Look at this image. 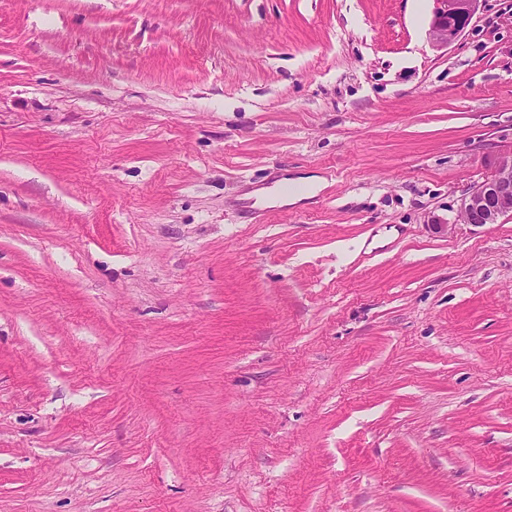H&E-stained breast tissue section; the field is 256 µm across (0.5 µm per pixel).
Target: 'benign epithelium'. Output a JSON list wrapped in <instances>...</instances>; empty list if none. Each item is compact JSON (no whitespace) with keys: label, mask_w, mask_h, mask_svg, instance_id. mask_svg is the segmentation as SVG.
Here are the masks:
<instances>
[{"label":"benign epithelium","mask_w":512,"mask_h":512,"mask_svg":"<svg viewBox=\"0 0 512 512\" xmlns=\"http://www.w3.org/2000/svg\"><path fill=\"white\" fill-rule=\"evenodd\" d=\"M429 25L433 46L443 48L460 37L475 16L480 0H434ZM512 215V149L500 156L486 178L461 199L458 218L474 226L496 224Z\"/></svg>","instance_id":"1"}]
</instances>
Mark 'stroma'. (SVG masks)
Masks as SVG:
<instances>
[{"label": "stroma", "instance_id": "obj_1", "mask_svg": "<svg viewBox=\"0 0 512 512\" xmlns=\"http://www.w3.org/2000/svg\"><path fill=\"white\" fill-rule=\"evenodd\" d=\"M433 9L0 0V512H512V0ZM437 4L429 25L434 47H448L460 37L475 16L480 0H434ZM512 215V148L498 159L486 178L461 199L457 217L465 224H496Z\"/></svg>", "mask_w": 512, "mask_h": 512}]
</instances>
